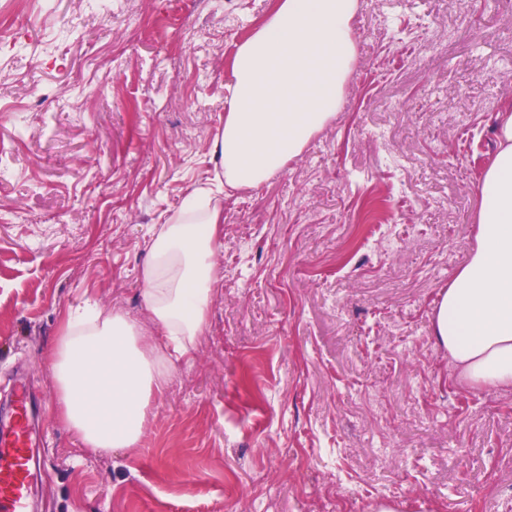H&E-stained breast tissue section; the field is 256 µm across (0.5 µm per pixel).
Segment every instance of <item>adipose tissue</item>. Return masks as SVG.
Wrapping results in <instances>:
<instances>
[{
	"label": "adipose tissue",
	"instance_id": "obj_1",
	"mask_svg": "<svg viewBox=\"0 0 512 512\" xmlns=\"http://www.w3.org/2000/svg\"><path fill=\"white\" fill-rule=\"evenodd\" d=\"M358 0H277L237 44L224 128L211 152L225 186L198 187L158 226L140 269L148 323L119 309L67 310L48 364L56 414L83 448L136 447L148 410L209 328L224 285L213 257L224 189L255 188L300 156L335 117L356 60ZM477 181L475 246L434 303L435 345L476 389L512 387V107Z\"/></svg>",
	"mask_w": 512,
	"mask_h": 512
}]
</instances>
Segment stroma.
Listing matches in <instances>:
<instances>
[{
  "label": "stroma",
  "instance_id": "obj_1",
  "mask_svg": "<svg viewBox=\"0 0 512 512\" xmlns=\"http://www.w3.org/2000/svg\"><path fill=\"white\" fill-rule=\"evenodd\" d=\"M274 0H26L0 39V421L36 512H512V389L455 381L434 301L475 245L512 0H359L335 120L224 201V288L135 448L56 416L63 313L146 317L145 244L213 184L237 43Z\"/></svg>",
  "mask_w": 512,
  "mask_h": 512
}]
</instances>
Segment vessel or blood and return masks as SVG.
<instances>
[{"mask_svg":"<svg viewBox=\"0 0 512 512\" xmlns=\"http://www.w3.org/2000/svg\"><path fill=\"white\" fill-rule=\"evenodd\" d=\"M31 430L26 401H19L10 429L0 432V512H30Z\"/></svg>","mask_w":512,"mask_h":512,"instance_id":"obj_1","label":"vessel or blood"}]
</instances>
